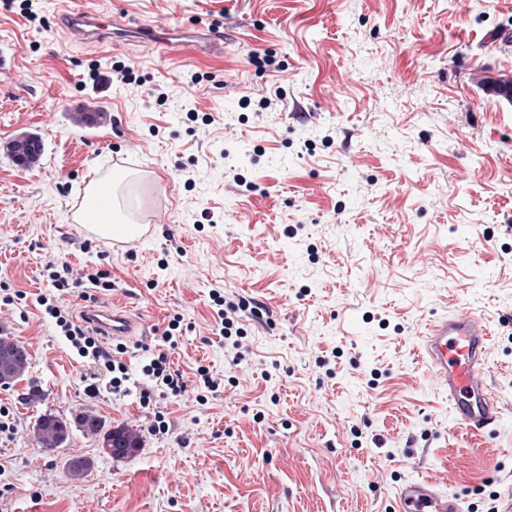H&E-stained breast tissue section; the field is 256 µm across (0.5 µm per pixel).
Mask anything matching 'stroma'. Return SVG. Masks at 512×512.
<instances>
[{"label":"stroma","mask_w":512,"mask_h":512,"mask_svg":"<svg viewBox=\"0 0 512 512\" xmlns=\"http://www.w3.org/2000/svg\"><path fill=\"white\" fill-rule=\"evenodd\" d=\"M68 2L43 0L37 24L0 0V44L18 54L0 73V283L28 294L0 304V332L30 354L25 380L0 387L16 426L0 441V512H394L397 486L420 476L490 512L512 473V54L491 47L512 0H86L189 35L220 22L223 46L166 59L148 39L70 42ZM118 62L135 84L92 86L89 64ZM263 97L275 109L261 116ZM23 134L42 145L31 167L8 151ZM126 153L121 214L166 221L116 252L79 238L66 206ZM52 258L109 271L99 301L148 337L182 317L183 397L152 410L135 393L85 396V366L35 305ZM216 290L267 309L244 318L237 363L214 332ZM468 304L494 329L502 397L482 439L453 429L417 354L427 322ZM200 365L221 381L201 403ZM83 409L144 430L142 448L114 459L76 433L44 455L36 418ZM158 410L169 430L155 436ZM76 455L93 461L80 480L65 474Z\"/></svg>","instance_id":"stroma-1"}]
</instances>
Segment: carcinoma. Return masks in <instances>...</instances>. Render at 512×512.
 Listing matches in <instances>:
<instances>
[{
	"mask_svg": "<svg viewBox=\"0 0 512 512\" xmlns=\"http://www.w3.org/2000/svg\"><path fill=\"white\" fill-rule=\"evenodd\" d=\"M5 348L11 351L9 364L11 382L17 383L23 380L28 371V353L14 339L0 336V351ZM74 428L101 439L103 452L116 459L132 455L142 447V439L138 431L127 426L107 429L102 420L89 410L82 411L69 419L51 413L42 414L33 425V436L37 446L44 453L50 454L65 447ZM91 466V459L73 457L67 462L66 475L73 480H78Z\"/></svg>",
	"mask_w": 512,
	"mask_h": 512,
	"instance_id": "obj_1",
	"label": "carcinoma"
}]
</instances>
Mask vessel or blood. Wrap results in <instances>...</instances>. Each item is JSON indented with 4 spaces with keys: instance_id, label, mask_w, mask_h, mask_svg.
I'll return each instance as SVG.
<instances>
[{
    "instance_id": "b4317fda",
    "label": "vessel or blood",
    "mask_w": 512,
    "mask_h": 512,
    "mask_svg": "<svg viewBox=\"0 0 512 512\" xmlns=\"http://www.w3.org/2000/svg\"><path fill=\"white\" fill-rule=\"evenodd\" d=\"M66 35L83 44L120 47L130 39L156 35L149 21L128 24L80 4L66 14ZM111 188L99 180L72 201L70 210L83 234L109 225ZM111 227L112 248L126 251L146 238L147 224L128 228ZM82 320L100 334L112 338L136 335L140 323L124 311L107 304H93L81 312ZM492 328L475 308L463 307L425 326L420 334V355L426 361L432 381L448 394L452 425L462 433L482 436L497 431L503 415L500 396L492 382L488 351ZM397 512H465L461 495L447 493L425 478L402 483L396 492Z\"/></svg>"
}]
</instances>
